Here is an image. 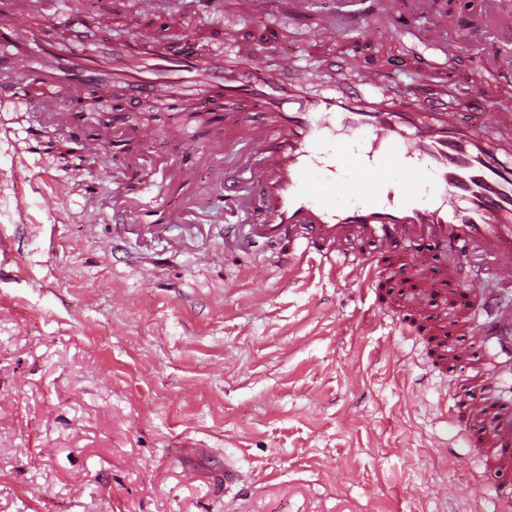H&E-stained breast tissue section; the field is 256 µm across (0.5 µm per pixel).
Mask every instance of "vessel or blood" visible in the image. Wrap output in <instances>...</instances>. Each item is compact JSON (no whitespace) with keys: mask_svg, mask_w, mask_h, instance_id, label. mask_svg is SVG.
Masks as SVG:
<instances>
[{"mask_svg":"<svg viewBox=\"0 0 512 512\" xmlns=\"http://www.w3.org/2000/svg\"><path fill=\"white\" fill-rule=\"evenodd\" d=\"M29 9V0H0V96L23 98L17 72L32 73L54 94L64 84L59 71L70 73L73 87L102 71L98 56L77 63L42 47ZM112 72L137 95L174 83L189 96L254 99L267 109L265 123L240 137L262 164L257 188L242 198L228 182L224 195L229 207L250 211L261 237L287 241L281 268L315 262L370 285L380 274L378 250L406 248L403 264L412 271L432 270L448 253L460 297H477L470 252L478 245L506 257L498 276L512 283V154L421 87L394 99L365 69L354 83L312 97L308 73L287 54L270 69L143 42L113 48ZM493 429L498 462L512 464V413Z\"/></svg>","mask_w":512,"mask_h":512,"instance_id":"obj_1","label":"vessel or blood"}]
</instances>
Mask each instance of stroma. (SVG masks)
<instances>
[{
	"label": "stroma",
	"instance_id": "stroma-1",
	"mask_svg": "<svg viewBox=\"0 0 512 512\" xmlns=\"http://www.w3.org/2000/svg\"><path fill=\"white\" fill-rule=\"evenodd\" d=\"M197 2L95 0L115 25L70 49L135 32L161 40L171 23L213 50L270 63L291 54L318 91L368 67L394 93L419 84L461 110L479 91L489 111L512 113V77L490 80L484 58L512 41V0H481L478 38L434 28L407 0L393 35L330 41L322 28L346 0H314L302 23L288 0H223L218 14ZM449 39L463 49L448 63ZM71 98L63 88L37 113L0 101V512H497L483 483L490 448L465 447L444 410L486 368L496 381L472 391V429L512 408V356L498 338L466 334L512 307L496 260L481 275L493 308L454 306L442 284L414 309L420 284L397 251L383 252L388 275L371 289L282 269L278 246L249 236L250 216L224 203L226 177L244 192L253 183L218 150L232 131L223 113L188 118L195 100L163 90L102 96L87 119ZM33 123L50 141L78 129L97 153L77 168L46 150L24 156ZM142 124L156 144L133 136ZM190 159L199 179L186 185L176 172ZM91 207L98 223L83 221ZM228 223L244 250L225 249ZM228 466L240 475L229 489Z\"/></svg>",
	"mask_w": 512,
	"mask_h": 512
}]
</instances>
